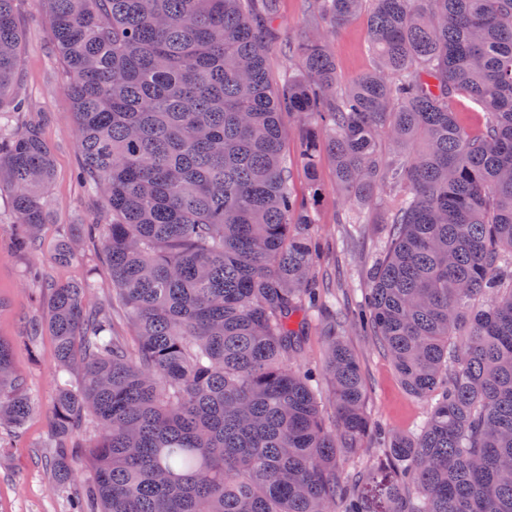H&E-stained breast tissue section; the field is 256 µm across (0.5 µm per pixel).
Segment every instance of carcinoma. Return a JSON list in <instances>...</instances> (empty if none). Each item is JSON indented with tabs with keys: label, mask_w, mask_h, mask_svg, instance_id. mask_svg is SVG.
<instances>
[{
	"label": "carcinoma",
	"mask_w": 512,
	"mask_h": 512,
	"mask_svg": "<svg viewBox=\"0 0 512 512\" xmlns=\"http://www.w3.org/2000/svg\"><path fill=\"white\" fill-rule=\"evenodd\" d=\"M17 2L0 0L1 113L16 106ZM43 2L138 343L90 300L97 281L34 274L59 370L83 372L53 406L55 483L73 481L75 448L93 467L73 512H512V0H374L376 66L344 89L328 38L364 0H316L302 69L276 89L277 0ZM459 91L480 125L449 108ZM283 111L305 121L304 166L328 155L342 196L389 225L361 314L325 326L319 374L299 359L306 315L329 304ZM384 138L409 154L385 157ZM52 165L37 126L0 133L18 254L45 222ZM359 323L431 400L382 448L362 447L372 426L341 338ZM33 411L0 341V428ZM345 451L377 464L344 476Z\"/></svg>",
	"instance_id": "cac0c4a2"
}]
</instances>
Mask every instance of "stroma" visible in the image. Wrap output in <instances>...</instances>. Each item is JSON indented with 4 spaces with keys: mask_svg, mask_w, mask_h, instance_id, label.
<instances>
[{
    "mask_svg": "<svg viewBox=\"0 0 512 512\" xmlns=\"http://www.w3.org/2000/svg\"><path fill=\"white\" fill-rule=\"evenodd\" d=\"M372 8L371 0H366L362 10L330 38L341 85H349L376 64L368 49ZM309 18L304 0H281L267 56L273 84H281L289 71L299 69V60L289 57L287 46L300 36ZM18 23L25 37L17 80L18 99L26 103L27 109L14 113L12 125H37L52 148L53 176L38 246L26 255L12 249L17 227L9 193L0 192V341L13 344L14 369L35 405L24 428H0V512H67V493L55 485L47 466L53 454L48 443L54 431L53 399L58 389L54 339L49 329H42L33 353L23 339L27 322L45 316L42 304L32 296L34 286L28 271L46 270L63 282L94 276L102 285L97 302L111 307L112 279L105 258L81 246L88 225L100 222L105 202L98 192L78 180L83 157L76 141L72 104L65 90V67L54 47L41 0H21ZM280 121L284 151L293 164L290 190L297 198L309 201L313 214L323 285L343 302L361 300L370 267L383 250L386 227L376 223L373 206L343 199L336 189V167L329 157H321L312 173L298 165L301 120L284 113ZM352 215L363 222V231L357 236L349 233L347 220ZM64 244L76 248L78 256L62 264L58 251ZM345 341L360 363L366 410L372 424L393 434L413 432L426 416L429 402L405 390L373 336L352 329L346 333Z\"/></svg>",
    "mask_w": 512,
    "mask_h": 512,
    "instance_id": "obj_1",
    "label": "stroma"
}]
</instances>
